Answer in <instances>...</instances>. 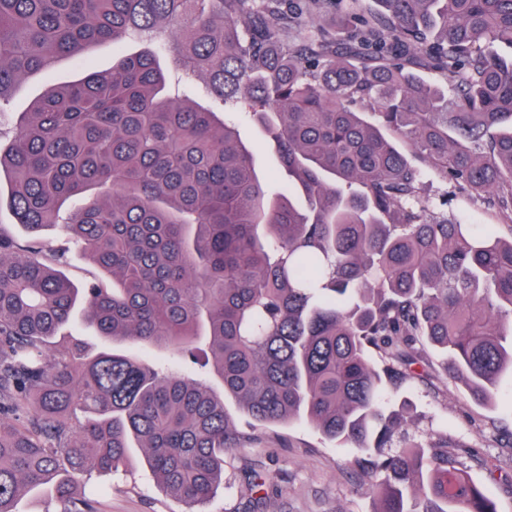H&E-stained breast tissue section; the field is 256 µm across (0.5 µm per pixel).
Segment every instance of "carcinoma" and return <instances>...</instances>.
<instances>
[{
    "instance_id": "1",
    "label": "carcinoma",
    "mask_w": 512,
    "mask_h": 512,
    "mask_svg": "<svg viewBox=\"0 0 512 512\" xmlns=\"http://www.w3.org/2000/svg\"><path fill=\"white\" fill-rule=\"evenodd\" d=\"M373 3L294 43L299 0H0V106L115 50L0 151L16 223L63 231L53 249L0 232V512L45 485L91 512L74 476L133 448L197 512L240 443L228 397L352 448L376 512H498L448 435L412 441L383 391L418 376L424 341L480 404L512 378V0ZM229 104L284 182L261 179ZM450 188L474 209L448 215ZM73 245L112 286L57 270ZM79 302L95 354L63 333ZM112 66V44L90 49L80 58H62L39 75L22 80L11 93L7 111L0 112V145L6 150L22 112L48 86L80 77L88 71L105 72Z\"/></svg>"
}]
</instances>
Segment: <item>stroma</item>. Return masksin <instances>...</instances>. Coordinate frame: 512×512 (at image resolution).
Listing matches in <instances>:
<instances>
[{
    "instance_id": "35a3bbf8",
    "label": "stroma",
    "mask_w": 512,
    "mask_h": 512,
    "mask_svg": "<svg viewBox=\"0 0 512 512\" xmlns=\"http://www.w3.org/2000/svg\"><path fill=\"white\" fill-rule=\"evenodd\" d=\"M112 65V47L104 44L80 58H63L39 75L22 80L0 112V145H8L16 123L30 101L48 86L80 77L88 71L105 72ZM430 365L423 380L388 387L389 398L405 402L415 421L412 434L427 439L436 430L447 432L468 463L469 477L497 503L498 512H512V495L503 486L512 477V442L499 435L493 422L505 417L506 399L493 405L477 404L461 384L449 382L443 360L426 349ZM241 444L224 462V483L204 506V512H373L359 477L348 469L349 449L336 447L316 430L292 423L259 427L234 400L225 403ZM141 450H133L126 471L107 476L92 474L96 486L95 512H185L186 506L165 491L146 471ZM266 481L268 495L255 500L249 490L254 477Z\"/></svg>"
}]
</instances>
